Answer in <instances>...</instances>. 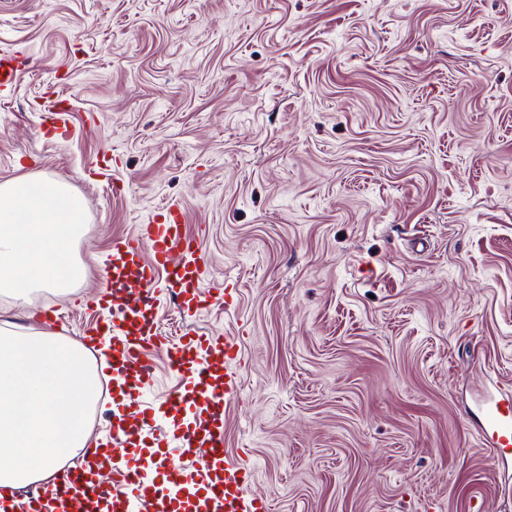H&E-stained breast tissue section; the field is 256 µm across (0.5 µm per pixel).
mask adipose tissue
Masks as SVG:
<instances>
[{"instance_id":"obj_1","label":"adipose tissue","mask_w":512,"mask_h":512,"mask_svg":"<svg viewBox=\"0 0 512 512\" xmlns=\"http://www.w3.org/2000/svg\"><path fill=\"white\" fill-rule=\"evenodd\" d=\"M86 222L83 200L65 183L0 184V294H68L85 274L74 247ZM99 399V367L80 343L1 326L0 485L45 482L61 463L84 460L85 418Z\"/></svg>"}]
</instances>
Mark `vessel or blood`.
Listing matches in <instances>:
<instances>
[{
    "instance_id": "vessel-or-blood-1",
    "label": "vessel or blood",
    "mask_w": 512,
    "mask_h": 512,
    "mask_svg": "<svg viewBox=\"0 0 512 512\" xmlns=\"http://www.w3.org/2000/svg\"><path fill=\"white\" fill-rule=\"evenodd\" d=\"M200 242L173 204L115 242L104 270L107 321L83 340L112 336V433L84 462L60 469L28 494L0 486V512H271L249 493L247 464L224 447V420L237 396L239 337L185 327L164 336L157 292L166 288L179 313L205 304ZM164 351L179 385L147 398L155 380L152 351ZM493 460L512 456V397L489 402L475 427Z\"/></svg>"
}]
</instances>
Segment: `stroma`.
<instances>
[{"label":"stroma","mask_w":512,"mask_h":512,"mask_svg":"<svg viewBox=\"0 0 512 512\" xmlns=\"http://www.w3.org/2000/svg\"><path fill=\"white\" fill-rule=\"evenodd\" d=\"M0 56V183L88 211L84 281L0 325L78 340L182 205L226 299L162 331L239 337L224 442L272 512H512L467 421L512 394V0H0Z\"/></svg>","instance_id":"1"}]
</instances>
